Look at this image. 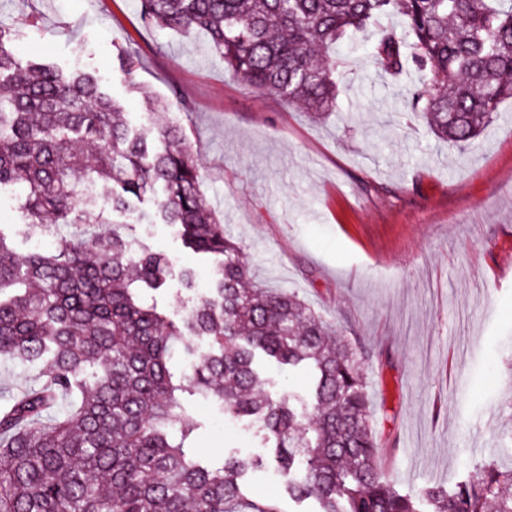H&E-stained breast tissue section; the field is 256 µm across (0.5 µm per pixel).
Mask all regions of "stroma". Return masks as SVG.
Here are the masks:
<instances>
[{"label":"stroma","mask_w":512,"mask_h":512,"mask_svg":"<svg viewBox=\"0 0 512 512\" xmlns=\"http://www.w3.org/2000/svg\"><path fill=\"white\" fill-rule=\"evenodd\" d=\"M0 24L20 58L46 55L100 77L133 130L155 117L130 92L119 51L137 60L136 82L176 96L165 118L183 129L204 199L251 275L304 299L360 351L378 461L398 491L477 479L491 461L512 467L501 446L512 432L511 101L462 155L406 121L413 73L380 74L360 52L347 58L335 111L316 118L225 70L205 33L151 27L139 0H0ZM22 196L18 187L0 194V231L19 256L53 252L55 237L21 223ZM101 213L135 250L167 255L165 285L145 298L182 323L211 293L216 258L161 223L154 194L116 212L100 191L82 221ZM180 404L197 426L191 446L210 465L268 453L256 422L190 389ZM245 486L282 512H315L274 471L249 473Z\"/></svg>","instance_id":"stroma-1"}]
</instances>
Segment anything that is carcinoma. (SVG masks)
I'll use <instances>...</instances> for the list:
<instances>
[{"label":"carcinoma","instance_id":"obj_1","mask_svg":"<svg viewBox=\"0 0 512 512\" xmlns=\"http://www.w3.org/2000/svg\"><path fill=\"white\" fill-rule=\"evenodd\" d=\"M154 25L206 33L224 68L320 115L336 107L339 48L396 15L403 31L367 37L384 74L411 64L410 115L436 140L469 148L512 100V0H141ZM0 26V191L19 183L21 219L57 239L56 250L17 257L0 231V358L46 363L43 379L0 408V512H281L243 491L250 470L272 468L296 500L318 512H512V468L420 495L396 491L376 465L378 443L357 353L297 295L250 283L239 244L203 206L201 174L180 127L129 130L101 81L50 62L20 59ZM111 185L123 211L155 187L162 223L201 254L223 256L215 296L182 324L139 290L169 267L124 235H67L93 204L83 185ZM210 339L174 379L176 348ZM281 368L311 364L310 408L263 393L258 355ZM193 389L235 417H253L273 454L201 463L195 422L177 392Z\"/></svg>","mask_w":512,"mask_h":512}]
</instances>
